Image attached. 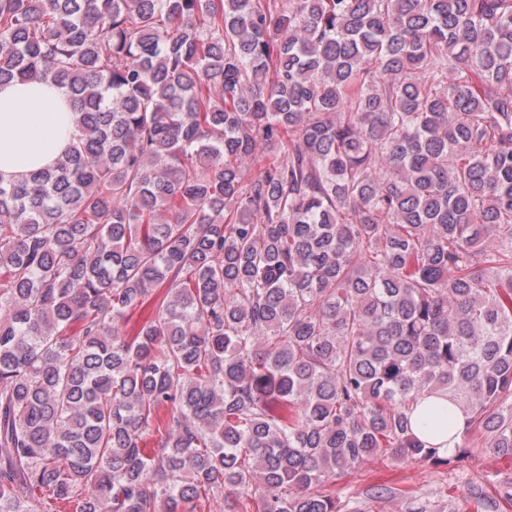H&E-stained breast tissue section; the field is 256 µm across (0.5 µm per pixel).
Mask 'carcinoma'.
<instances>
[{
	"instance_id": "carcinoma-1",
	"label": "carcinoma",
	"mask_w": 512,
	"mask_h": 512,
	"mask_svg": "<svg viewBox=\"0 0 512 512\" xmlns=\"http://www.w3.org/2000/svg\"><path fill=\"white\" fill-rule=\"evenodd\" d=\"M15 79L80 118L0 183V512H365L336 485L388 451L512 461V0H0Z\"/></svg>"
}]
</instances>
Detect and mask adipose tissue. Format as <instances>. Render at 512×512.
<instances>
[{
  "instance_id": "1",
  "label": "adipose tissue",
  "mask_w": 512,
  "mask_h": 512,
  "mask_svg": "<svg viewBox=\"0 0 512 512\" xmlns=\"http://www.w3.org/2000/svg\"><path fill=\"white\" fill-rule=\"evenodd\" d=\"M74 118L63 89L39 81L0 84V182L53 164L71 143Z\"/></svg>"
}]
</instances>
